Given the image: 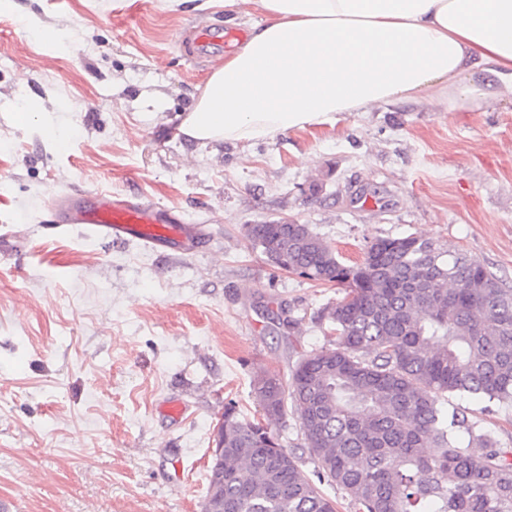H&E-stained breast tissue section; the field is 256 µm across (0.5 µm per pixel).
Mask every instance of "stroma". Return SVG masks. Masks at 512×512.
<instances>
[{"label":"stroma","instance_id":"obj_1","mask_svg":"<svg viewBox=\"0 0 512 512\" xmlns=\"http://www.w3.org/2000/svg\"><path fill=\"white\" fill-rule=\"evenodd\" d=\"M258 18L251 0H0V226L15 235L0 251V512H202L225 405L259 420L254 375L290 380L332 340L318 313L344 295L274 268L246 225H309L346 264L421 236L512 287V89L474 111L433 92L379 102L272 141L179 133L224 61L185 58L186 28ZM92 187L180 212L204 247L47 234L54 196ZM281 305L294 326L273 321ZM443 405L512 448V402ZM270 428L316 477L296 413Z\"/></svg>","mask_w":512,"mask_h":512}]
</instances>
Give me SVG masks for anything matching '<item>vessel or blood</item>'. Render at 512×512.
<instances>
[{
	"mask_svg": "<svg viewBox=\"0 0 512 512\" xmlns=\"http://www.w3.org/2000/svg\"><path fill=\"white\" fill-rule=\"evenodd\" d=\"M232 30L196 27L192 32L194 57L236 40ZM50 221L56 231L78 229L120 245L142 241L166 255L187 256L203 246L201 229L184 223L174 209L139 194H116L102 189L64 191L50 206Z\"/></svg>",
	"mask_w": 512,
	"mask_h": 512,
	"instance_id": "obj_1",
	"label": "vessel or blood"
}]
</instances>
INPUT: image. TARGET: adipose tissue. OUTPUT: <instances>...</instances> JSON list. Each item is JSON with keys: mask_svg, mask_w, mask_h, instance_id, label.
Instances as JSON below:
<instances>
[{"mask_svg": "<svg viewBox=\"0 0 512 512\" xmlns=\"http://www.w3.org/2000/svg\"><path fill=\"white\" fill-rule=\"evenodd\" d=\"M261 18L178 131L273 140L379 101L447 93L456 112L512 88V0H253Z\"/></svg>", "mask_w": 512, "mask_h": 512, "instance_id": "obj_1", "label": "adipose tissue"}]
</instances>
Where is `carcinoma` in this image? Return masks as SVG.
Returning <instances> with one entry per match:
<instances>
[{"label":"carcinoma","mask_w":512,"mask_h":512,"mask_svg":"<svg viewBox=\"0 0 512 512\" xmlns=\"http://www.w3.org/2000/svg\"><path fill=\"white\" fill-rule=\"evenodd\" d=\"M272 265L344 288L321 311L335 333L285 382L261 371L265 420L293 405L320 477L355 512H512V449L445 411L448 394L512 401V288L479 261L418 236L381 238L353 265L307 224H248ZM465 431L482 452L459 446ZM224 458L209 469L203 512H336L335 503L261 422L224 409Z\"/></svg>","instance_id":"carcinoma-1"}]
</instances>
